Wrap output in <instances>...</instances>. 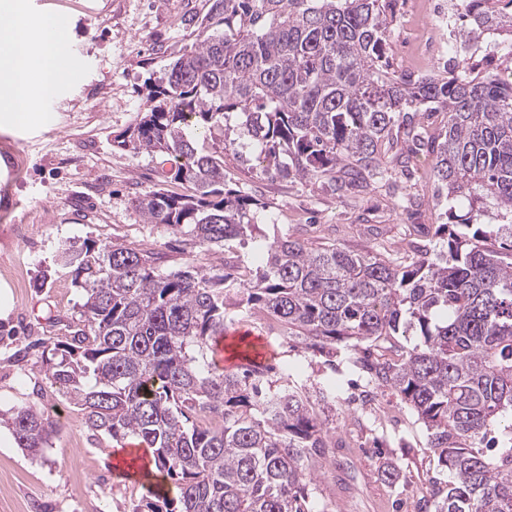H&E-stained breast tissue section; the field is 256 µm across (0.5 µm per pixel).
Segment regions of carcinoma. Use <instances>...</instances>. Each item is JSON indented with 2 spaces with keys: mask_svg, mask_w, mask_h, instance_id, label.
<instances>
[{
  "mask_svg": "<svg viewBox=\"0 0 512 512\" xmlns=\"http://www.w3.org/2000/svg\"><path fill=\"white\" fill-rule=\"evenodd\" d=\"M462 29L512 50V0H462ZM196 29L150 81L147 111L119 141L134 155L171 161L164 188L134 200L150 224L191 238L203 252L252 237L255 199L227 187L221 139H247L272 179L326 177L336 195L385 187L428 130L419 112L443 115L431 176L446 192L438 249L399 262L344 245L312 247L286 234L257 248L246 277L194 269L159 273L156 258L123 244L69 241L62 267L85 292L70 335L38 339L50 385L94 437H132L155 480L133 512H312L310 462L328 450L329 427L311 413L340 399L336 383L265 386L273 366L237 371L214 351L228 325L256 313L377 387L395 391L425 425L445 468L427 490L434 512H512V68L463 56L443 74L408 80L385 61L381 0H205ZM243 121L230 138L224 120ZM415 337L398 357L371 361L361 344ZM0 424L41 455L56 434L21 406Z\"/></svg>",
  "mask_w": 512,
  "mask_h": 512,
  "instance_id": "cac0c4a2",
  "label": "carcinoma"
}]
</instances>
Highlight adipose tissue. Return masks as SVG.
Segmentation results:
<instances>
[{
  "instance_id": "ef3b65f1",
  "label": "adipose tissue",
  "mask_w": 512,
  "mask_h": 512,
  "mask_svg": "<svg viewBox=\"0 0 512 512\" xmlns=\"http://www.w3.org/2000/svg\"><path fill=\"white\" fill-rule=\"evenodd\" d=\"M65 29L55 15L29 21L15 0L0 8V108L17 123H41L45 116L35 104L52 93L58 83L76 70L63 60Z\"/></svg>"
}]
</instances>
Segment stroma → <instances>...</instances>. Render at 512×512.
<instances>
[{
  "instance_id": "obj_1",
  "label": "stroma",
  "mask_w": 512,
  "mask_h": 512,
  "mask_svg": "<svg viewBox=\"0 0 512 512\" xmlns=\"http://www.w3.org/2000/svg\"><path fill=\"white\" fill-rule=\"evenodd\" d=\"M204 0H23L29 19L61 17L64 41L80 67L55 92L40 100L44 124L16 126L0 117V285L12 306L0 318V412L20 406L40 410L59 403L37 354L15 352L38 336L66 335V325L85 301L59 271L66 240L122 243L157 254L156 267L201 271L222 262L223 253H200L188 236L143 220L135 197L162 181V166L148 154L132 156L115 136L133 126L146 109L144 82L162 76L170 51L179 49L201 14ZM388 60L403 72L414 39L435 44L438 21L433 0H390ZM432 153L413 156L414 171L395 194L371 187L345 196L325 179L279 181L260 167L224 154L229 187L256 200L259 233L266 241L291 233L318 246L331 241L394 259L410 255L414 240L429 244L445 223L446 198L429 177ZM414 202L393 209L394 197ZM265 340L264 362L287 367L296 385L311 387L337 378L343 400L319 411L330 427L332 452L312 465L308 486L314 512H419L418 503L441 468L428 433L389 389L372 390L356 375L330 373L320 353L300 339ZM392 404L398 427L378 412ZM58 431L43 457L18 448L0 427V512H127L144 489L114 468L118 448L109 438L89 436L74 406L56 417ZM398 463L403 475L387 482L382 470Z\"/></svg>"
}]
</instances>
